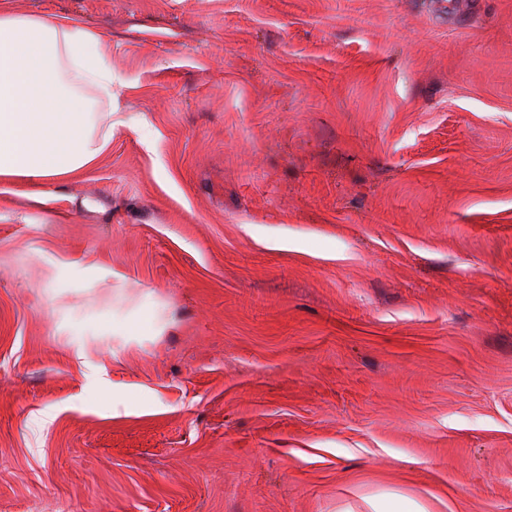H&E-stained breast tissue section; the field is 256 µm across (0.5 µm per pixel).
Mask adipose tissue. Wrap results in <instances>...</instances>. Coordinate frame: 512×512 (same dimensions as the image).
I'll list each match as a JSON object with an SVG mask.
<instances>
[{"mask_svg": "<svg viewBox=\"0 0 512 512\" xmlns=\"http://www.w3.org/2000/svg\"><path fill=\"white\" fill-rule=\"evenodd\" d=\"M112 95L100 36L66 18L14 13L0 0V183L52 186L109 148L84 88Z\"/></svg>", "mask_w": 512, "mask_h": 512, "instance_id": "adipose-tissue-1", "label": "adipose tissue"}]
</instances>
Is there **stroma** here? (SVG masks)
<instances>
[{
    "mask_svg": "<svg viewBox=\"0 0 512 512\" xmlns=\"http://www.w3.org/2000/svg\"><path fill=\"white\" fill-rule=\"evenodd\" d=\"M10 4L115 126L0 185V512H512V0ZM372 512H427L425 506L396 494H378L369 499Z\"/></svg>",
    "mask_w": 512,
    "mask_h": 512,
    "instance_id": "stroma-1",
    "label": "stroma"
}]
</instances>
